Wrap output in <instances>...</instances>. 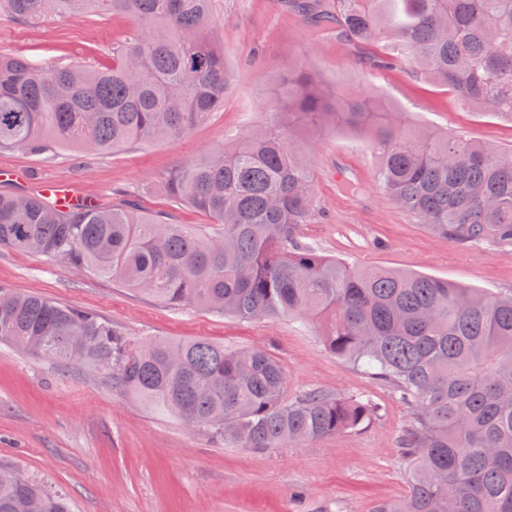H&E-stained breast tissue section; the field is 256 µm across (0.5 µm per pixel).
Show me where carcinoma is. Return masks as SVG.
<instances>
[{"label": "carcinoma", "mask_w": 512, "mask_h": 512, "mask_svg": "<svg viewBox=\"0 0 512 512\" xmlns=\"http://www.w3.org/2000/svg\"><path fill=\"white\" fill-rule=\"evenodd\" d=\"M213 0H0L14 21L78 12L124 14L140 34L112 66H38L0 54V149L69 147L107 154L175 143L224 108L231 74L213 37ZM304 18L375 46L512 122V0H291ZM288 126L247 131L169 174V196L223 227L215 237L139 213L0 192V245L110 278L172 306L241 321L323 320L336 357L389 384L412 421L399 448L407 495L371 512H512V293L419 273L353 268L300 241L313 213L298 124L326 115L365 132L377 180L406 213L458 245L512 247V151L419 133L388 103L328 90L300 66L275 89ZM0 342L91 369L120 393L228 448L272 449L357 430L368 400L311 389L262 348L207 340L133 341L99 315L0 289ZM71 512L63 495L0 464V512Z\"/></svg>", "instance_id": "obj_1"}]
</instances>
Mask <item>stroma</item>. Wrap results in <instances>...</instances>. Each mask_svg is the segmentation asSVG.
<instances>
[{
	"instance_id": "35a3bbf8",
	"label": "stroma",
	"mask_w": 512,
	"mask_h": 512,
	"mask_svg": "<svg viewBox=\"0 0 512 512\" xmlns=\"http://www.w3.org/2000/svg\"><path fill=\"white\" fill-rule=\"evenodd\" d=\"M216 38L232 74L224 107L189 137L108 154H25L0 149V169L19 172L0 191L35 192L44 179L76 183L92 202L132 201L143 213L195 230L220 226L169 198L177 164L241 132L287 122L273 91L295 66L327 89L377 98L407 125L512 150V122L475 111L459 96L405 68L379 69L371 47L319 28L287 0H216ZM137 25L120 15L81 13L36 25L0 14V54L45 66L106 67ZM317 212L302 241L352 266L413 271L489 293L512 291V247L454 244L399 208L375 180L380 156L361 131L324 117L304 132ZM0 287L39 294L96 313L128 338L207 339L232 348L264 347L288 374V393L318 388L376 404L356 431L306 445L227 448L205 433L112 391L87 368H65L0 343V463L61 490L74 512H370L408 491L397 439L411 415L390 390L330 353L320 321L280 317L240 321L194 307L172 308L45 257L0 248Z\"/></svg>"
}]
</instances>
